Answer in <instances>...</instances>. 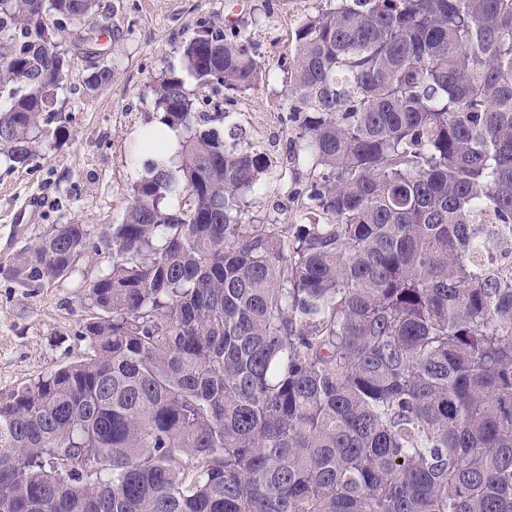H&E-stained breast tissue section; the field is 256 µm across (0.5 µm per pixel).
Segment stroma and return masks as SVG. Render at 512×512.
I'll return each mask as SVG.
<instances>
[{"instance_id": "stroma-1", "label": "stroma", "mask_w": 512, "mask_h": 512, "mask_svg": "<svg viewBox=\"0 0 512 512\" xmlns=\"http://www.w3.org/2000/svg\"><path fill=\"white\" fill-rule=\"evenodd\" d=\"M102 6L106 30L97 45L60 39L71 62L55 106L64 136L32 164L0 159V393L83 355L78 331L92 314L80 301L83 286L110 264L98 248L100 236L121 222L131 187L145 171L137 133L160 118L149 86L180 69L181 47L200 26L244 30L260 47L264 76L244 93L226 98L186 81L201 109L229 112L245 145L272 162L243 199L244 223L306 224L316 218L305 191L320 168L298 154L284 62L294 30L324 9L325 0H102ZM102 65L111 67V83L87 88L89 75ZM24 208L30 218L15 223ZM76 223L89 227L91 248L70 277L24 288L2 274L13 254L37 242L50 225Z\"/></svg>"}]
</instances>
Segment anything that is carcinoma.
I'll return each instance as SVG.
<instances>
[{"label": "carcinoma", "mask_w": 512, "mask_h": 512, "mask_svg": "<svg viewBox=\"0 0 512 512\" xmlns=\"http://www.w3.org/2000/svg\"><path fill=\"white\" fill-rule=\"evenodd\" d=\"M99 9L0 0L10 162L62 137L43 44L95 42ZM258 58L239 30L181 47L215 92ZM287 71L318 221L240 223L269 157L156 78L177 150L102 235L85 354L0 394V512H512V0H333ZM89 236L54 224L6 273L66 277Z\"/></svg>", "instance_id": "1"}]
</instances>
